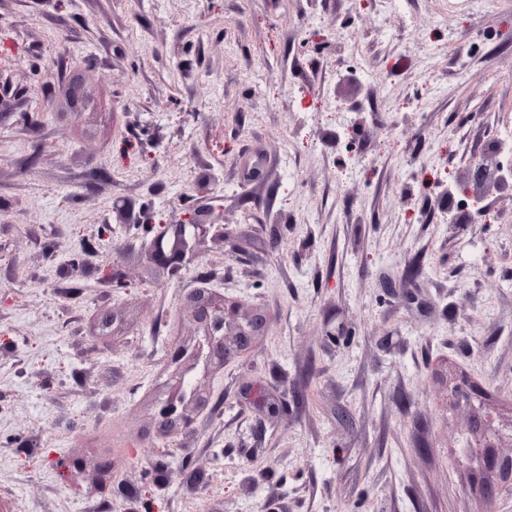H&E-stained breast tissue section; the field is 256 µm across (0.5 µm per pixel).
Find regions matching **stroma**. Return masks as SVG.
Masks as SVG:
<instances>
[{
    "label": "stroma",
    "instance_id": "1",
    "mask_svg": "<svg viewBox=\"0 0 512 512\" xmlns=\"http://www.w3.org/2000/svg\"><path fill=\"white\" fill-rule=\"evenodd\" d=\"M494 133L512 0H0V512H512V198L448 207ZM200 289L266 324L167 436ZM195 239V234H187L184 224H164L154 238L152 256L157 261H165L167 253L179 256L193 252Z\"/></svg>",
    "mask_w": 512,
    "mask_h": 512
}]
</instances>
